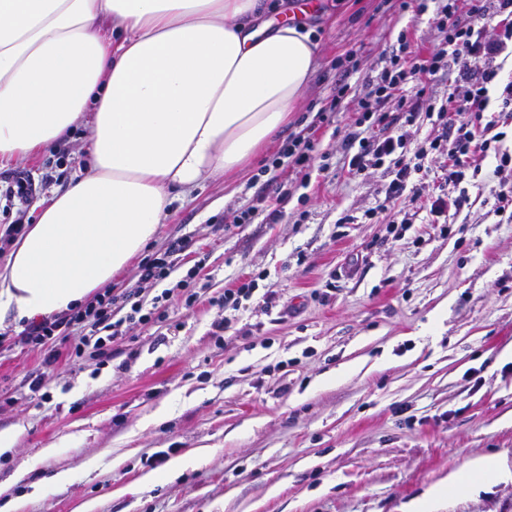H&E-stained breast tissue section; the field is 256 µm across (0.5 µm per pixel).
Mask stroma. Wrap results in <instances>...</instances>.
Segmentation results:
<instances>
[{
	"instance_id": "35a3bbf8",
	"label": "stroma",
	"mask_w": 512,
	"mask_h": 512,
	"mask_svg": "<svg viewBox=\"0 0 512 512\" xmlns=\"http://www.w3.org/2000/svg\"><path fill=\"white\" fill-rule=\"evenodd\" d=\"M380 2L322 0L309 20L316 65L282 135L235 189L209 180L173 203L143 251L193 241L141 294L148 306L172 289L164 318L111 340L105 362L46 367L39 353L0 349V432L18 433L0 452V512H403L477 456L512 461V222L480 188L498 157L439 224L409 195L385 201L389 175L348 171L343 141L380 54L403 33L423 50L438 36L431 13ZM339 83L349 91L315 135L314 163L303 175L281 167L267 186L262 166ZM82 139L24 163L41 189L22 206L0 199V230L36 223L42 202L87 170ZM252 206L251 223H235ZM244 283L249 296L220 305ZM202 445L207 463L167 476ZM22 465L28 475L12 482ZM58 470L72 473L62 488L47 482ZM148 474L159 482L141 487ZM432 512H512V481Z\"/></svg>"
}]
</instances>
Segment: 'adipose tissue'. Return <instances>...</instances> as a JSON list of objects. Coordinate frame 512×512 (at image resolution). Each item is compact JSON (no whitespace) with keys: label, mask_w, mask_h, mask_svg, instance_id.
Segmentation results:
<instances>
[{"label":"adipose tissue","mask_w":512,"mask_h":512,"mask_svg":"<svg viewBox=\"0 0 512 512\" xmlns=\"http://www.w3.org/2000/svg\"><path fill=\"white\" fill-rule=\"evenodd\" d=\"M270 0H0V161L84 129L89 170L43 206L0 264V308L26 319L79 303L154 238L174 201L234 181L288 123L318 45L271 26ZM512 479L470 461L425 501Z\"/></svg>","instance_id":"1"}]
</instances>
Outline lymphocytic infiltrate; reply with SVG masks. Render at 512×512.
Returning a JSON list of instances; mask_svg holds the SVG:
<instances>
[{"instance_id":"1","label":"lymphocytic infiltrate","mask_w":512,"mask_h":512,"mask_svg":"<svg viewBox=\"0 0 512 512\" xmlns=\"http://www.w3.org/2000/svg\"><path fill=\"white\" fill-rule=\"evenodd\" d=\"M392 8L404 12L416 8L434 10L433 22L443 38L432 49H415L407 35L398 38L399 49L380 55L382 68L369 80L368 91L359 102L357 129L346 139L351 155L348 168L360 174L368 168L388 167L392 179L385 195H402L422 160L440 169L445 184L459 185L467 172H480L491 142L500 141L493 123L483 120L490 102H497L503 115L512 114V80L500 77V58L512 49V0H390ZM456 72V85L448 95L436 97L432 87L440 75ZM498 98H490L492 88ZM436 116L440 130L428 136L426 145L409 151V129L420 115ZM466 122H458V115ZM370 129V136L359 132ZM165 258L144 260L138 267L139 285L120 291L108 289L89 301L66 311L25 325L22 331L0 333V348L20 345L43 355L44 365L62 355L80 356L106 353L109 335H120L126 322L148 324L150 315L142 311L140 287L166 279ZM83 334L77 343L69 337L75 328Z\"/></svg>"}]
</instances>
